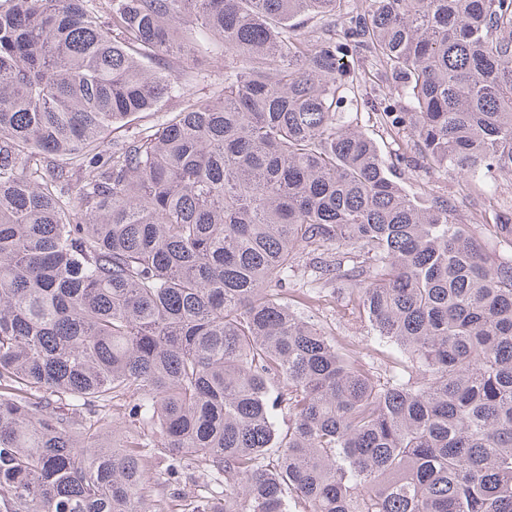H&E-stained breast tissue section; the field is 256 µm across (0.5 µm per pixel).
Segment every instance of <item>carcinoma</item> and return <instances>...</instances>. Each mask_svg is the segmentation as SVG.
<instances>
[{"label":"carcinoma","mask_w":512,"mask_h":512,"mask_svg":"<svg viewBox=\"0 0 512 512\" xmlns=\"http://www.w3.org/2000/svg\"><path fill=\"white\" fill-rule=\"evenodd\" d=\"M220 48L201 101L169 61ZM359 56L398 161L512 173V0H0V512H512V218L396 180ZM358 64L366 72L367 78H371L367 79L366 83L369 106L374 105L381 112L384 108L390 109L392 112H402L405 109V102L398 96L396 91L387 88L386 85L381 86V83L372 76L374 72L371 71L370 65L367 62L364 64L362 62L356 63V65ZM377 84H380V87ZM361 115V128L370 136L376 138L382 148V151L385 156L388 157L389 160L395 162L394 152L398 149V142L394 141V136L391 137L389 133H387L385 126H382L378 122V118L374 113L368 112H360ZM322 298L318 311L315 312V321L328 331L338 336H348L351 340L366 347L371 356L376 355L378 340L372 335L368 321L361 314L357 303L349 301L342 290L333 292L327 289Z\"/></svg>","instance_id":"1"}]
</instances>
